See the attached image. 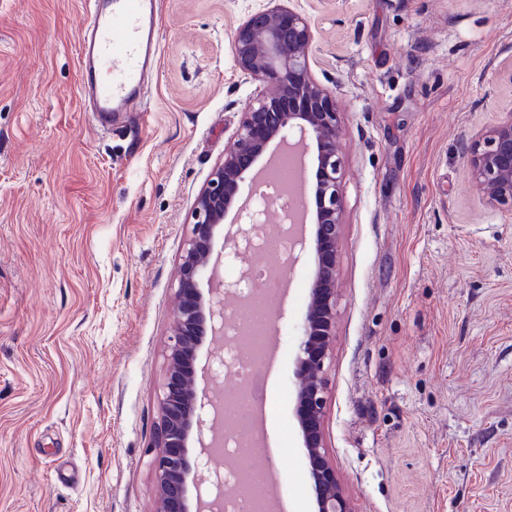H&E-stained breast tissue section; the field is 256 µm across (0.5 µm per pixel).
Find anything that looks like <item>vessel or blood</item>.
<instances>
[{
	"label": "vessel or blood",
	"mask_w": 512,
	"mask_h": 512,
	"mask_svg": "<svg viewBox=\"0 0 512 512\" xmlns=\"http://www.w3.org/2000/svg\"><path fill=\"white\" fill-rule=\"evenodd\" d=\"M81 45L82 79L93 114L123 119L144 97V76L159 56L156 0H88Z\"/></svg>",
	"instance_id": "1"
}]
</instances>
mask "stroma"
<instances>
[{
  "instance_id": "35a3bbf8",
  "label": "stroma",
  "mask_w": 512,
  "mask_h": 512,
  "mask_svg": "<svg viewBox=\"0 0 512 512\" xmlns=\"http://www.w3.org/2000/svg\"><path fill=\"white\" fill-rule=\"evenodd\" d=\"M265 0H160L147 115L79 95L84 0H0V512H156L150 462L195 198L250 99ZM341 115L326 447L357 512H512V212L461 132L512 108V0H292ZM307 299L269 321L268 454L313 512L294 417Z\"/></svg>"
}]
</instances>
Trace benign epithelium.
Here are the masks:
<instances>
[{
    "instance_id": "1",
    "label": "benign epithelium",
    "mask_w": 512,
    "mask_h": 512,
    "mask_svg": "<svg viewBox=\"0 0 512 512\" xmlns=\"http://www.w3.org/2000/svg\"><path fill=\"white\" fill-rule=\"evenodd\" d=\"M248 14L235 29L231 49L245 78L274 88L256 96L242 113L224 149V159L196 196L191 228L177 271V305L165 351L159 392L160 422L150 465L157 498L156 512H203L223 495L224 478L211 472L202 455L190 458V441L215 447L219 434L211 389L220 383L228 363L217 356L204 366V386L197 383V349L202 339L224 335L229 304L244 301L251 288L248 257L265 221L260 201L239 206L240 185L249 179L273 142L297 135L315 146L313 211L315 269L302 326L297 361L296 417L308 458L315 512H355L330 461L323 423L327 404L326 373L336 342L337 251L342 228L339 128L340 106L333 92L312 76L309 47L313 41L306 15L282 3ZM474 188L492 205L512 211V109L490 129L461 142ZM232 215L226 224L227 215ZM220 256L242 264L240 277L215 284L209 269L216 236ZM195 501H190L188 485Z\"/></svg>"
}]
</instances>
